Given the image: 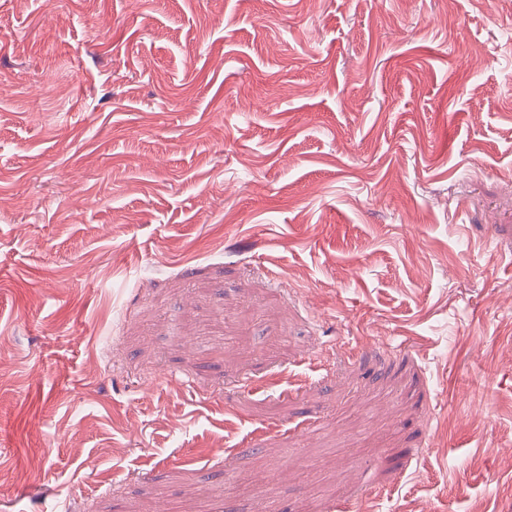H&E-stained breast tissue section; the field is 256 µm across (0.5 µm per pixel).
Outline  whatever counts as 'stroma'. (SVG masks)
<instances>
[{
    "label": "stroma",
    "mask_w": 512,
    "mask_h": 512,
    "mask_svg": "<svg viewBox=\"0 0 512 512\" xmlns=\"http://www.w3.org/2000/svg\"><path fill=\"white\" fill-rule=\"evenodd\" d=\"M0 512H512V8L0 0Z\"/></svg>",
    "instance_id": "obj_1"
}]
</instances>
